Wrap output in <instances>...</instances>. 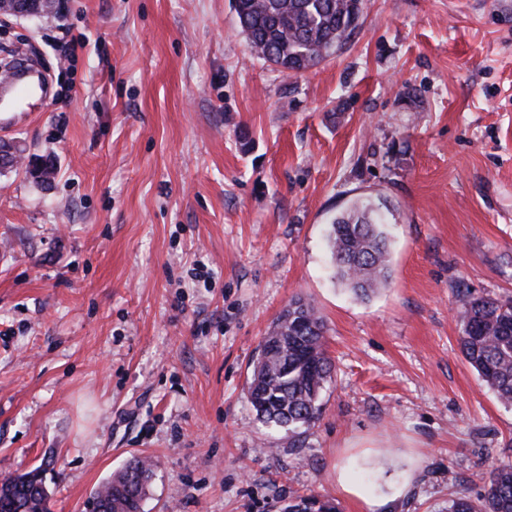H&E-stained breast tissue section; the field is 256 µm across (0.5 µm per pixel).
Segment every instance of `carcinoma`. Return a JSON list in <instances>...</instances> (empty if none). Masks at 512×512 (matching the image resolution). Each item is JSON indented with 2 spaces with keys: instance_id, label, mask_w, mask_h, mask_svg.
I'll return each instance as SVG.
<instances>
[{
  "instance_id": "carcinoma-1",
  "label": "carcinoma",
  "mask_w": 512,
  "mask_h": 512,
  "mask_svg": "<svg viewBox=\"0 0 512 512\" xmlns=\"http://www.w3.org/2000/svg\"><path fill=\"white\" fill-rule=\"evenodd\" d=\"M241 32L252 54L297 75L335 54L359 24L362 0H234ZM384 219L357 201L331 221L328 236L335 278L360 298L386 287L389 243ZM461 352L498 400L512 406V300L479 297L459 312ZM254 362L247 399L258 419L275 429L310 427L322 413L321 393L332 380L324 322L311 303H289ZM154 474L149 457L134 456L87 501L94 512H142ZM43 469L0 480V512H48ZM285 512H338L318 495L299 496ZM447 512H512V462L491 472L482 496L456 498Z\"/></svg>"
}]
</instances>
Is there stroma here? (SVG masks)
I'll list each match as a JSON object with an SVG mask.
<instances>
[{
	"instance_id": "1",
	"label": "stroma",
	"mask_w": 512,
	"mask_h": 512,
	"mask_svg": "<svg viewBox=\"0 0 512 512\" xmlns=\"http://www.w3.org/2000/svg\"><path fill=\"white\" fill-rule=\"evenodd\" d=\"M84 34L69 70L63 31ZM50 99L0 119V479L46 466L84 512L130 456L145 512H446L512 461V407L460 352L458 312L512 298V0H364L295 76L251 56L231 0H58L0 18ZM34 159L53 171L39 182ZM390 210L391 277H334L332 217ZM310 300L334 370L314 426L260 422V344ZM285 512H338V507L331 502L321 498L318 495L310 494L299 496L295 501L288 503Z\"/></svg>"
}]
</instances>
